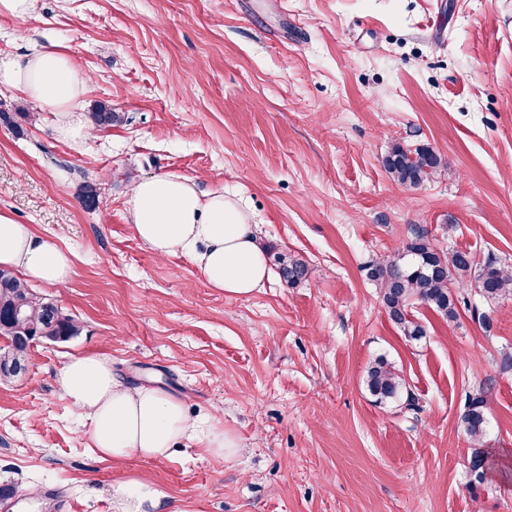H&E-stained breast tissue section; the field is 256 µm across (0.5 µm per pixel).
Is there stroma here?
I'll use <instances>...</instances> for the list:
<instances>
[{"mask_svg": "<svg viewBox=\"0 0 512 512\" xmlns=\"http://www.w3.org/2000/svg\"><path fill=\"white\" fill-rule=\"evenodd\" d=\"M50 45L88 76L86 107L124 120L76 145L0 90L14 117L0 121V211L72 253L66 286L33 289L81 326L0 380V485L17 491L0 512H112L128 470L170 512H512V478L476 481L461 425L486 389L485 445L512 467V299L485 300L466 274L457 319L416 306L426 334L412 340L364 271L415 225L443 251L512 265V0H38L0 18V53ZM396 141L431 147L445 171L395 182ZM160 174L240 199L304 281L275 272L228 296L190 259H158L125 201ZM83 353L220 419L236 451L100 458L57 383ZM379 358L417 410L375 403L364 378ZM274 257L279 265V274L288 284V287L295 288L299 286L306 274L305 262L295 255L277 253Z\"/></svg>", "mask_w": 512, "mask_h": 512, "instance_id": "stroma-1", "label": "stroma"}]
</instances>
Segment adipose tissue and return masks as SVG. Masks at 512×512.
I'll return each mask as SVG.
<instances>
[{
	"label": "adipose tissue",
	"mask_w": 512,
	"mask_h": 512,
	"mask_svg": "<svg viewBox=\"0 0 512 512\" xmlns=\"http://www.w3.org/2000/svg\"><path fill=\"white\" fill-rule=\"evenodd\" d=\"M85 85L69 55L57 48L0 55V87L53 115L57 133L76 144L89 136L87 121L76 110ZM126 205L137 236L155 255L189 258L209 287L243 296L267 279L266 254L252 218L234 199L201 191L187 178L160 175L138 180ZM0 267L56 287L74 274L69 251L5 212H0ZM58 386L89 419L93 446L104 459H161L195 440L217 455L237 445L221 420H190L184 400L172 392L126 385L104 355L71 357L58 373ZM112 512H169V506L153 481L131 471L112 485Z\"/></svg>",
	"instance_id": "obj_1"
}]
</instances>
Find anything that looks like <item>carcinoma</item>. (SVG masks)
<instances>
[{"label":"carcinoma","instance_id":"1","mask_svg":"<svg viewBox=\"0 0 512 512\" xmlns=\"http://www.w3.org/2000/svg\"><path fill=\"white\" fill-rule=\"evenodd\" d=\"M90 120L95 129L101 130L122 123L124 117L112 111V106L99 103L90 113ZM384 166L395 181L414 188L438 174L441 161L427 146L411 148L396 142L385 156ZM275 261L288 287L295 288L302 283L306 274L302 259L277 253ZM474 266L475 258L470 252L455 250L446 254L437 247L427 228L416 226L397 254L371 261L365 271L367 279L378 288V297L391 322L403 336L418 339L425 335V329L413 307L421 304L450 321L455 319L460 286L454 280ZM475 288L489 300L512 297V266L486 261L479 266ZM79 333L80 325L74 316L54 301L37 296L31 285L12 271L0 268V337L8 341L0 347V377L15 375L18 364L30 359V346L19 341V337L58 342ZM365 384L379 404L418 409L417 398L403 372L383 359L369 367ZM462 422L477 448L475 457L486 460L481 450L488 426L485 391L467 396Z\"/></svg>","mask_w":512,"mask_h":512}]
</instances>
